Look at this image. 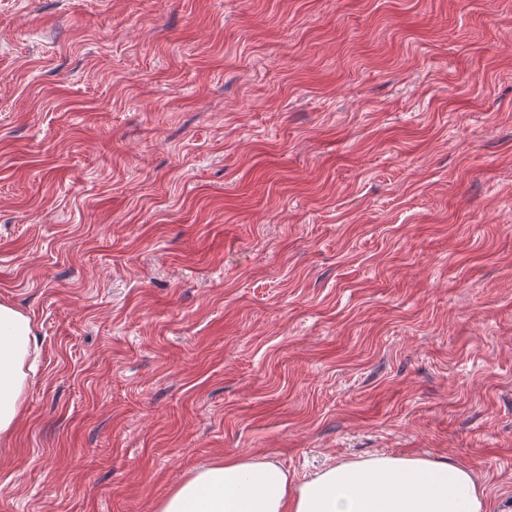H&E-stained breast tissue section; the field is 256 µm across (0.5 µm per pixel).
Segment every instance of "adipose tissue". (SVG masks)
<instances>
[{"mask_svg":"<svg viewBox=\"0 0 512 512\" xmlns=\"http://www.w3.org/2000/svg\"><path fill=\"white\" fill-rule=\"evenodd\" d=\"M27 315L0 303V439L10 438L36 351ZM156 512H491L470 469L450 460L377 455L329 465L292 483L278 461L227 455L191 471Z\"/></svg>","mask_w":512,"mask_h":512,"instance_id":"ef3b65f1","label":"adipose tissue"}]
</instances>
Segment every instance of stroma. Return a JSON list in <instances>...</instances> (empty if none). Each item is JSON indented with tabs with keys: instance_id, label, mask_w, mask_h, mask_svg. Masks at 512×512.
<instances>
[{
	"instance_id": "obj_1",
	"label": "stroma",
	"mask_w": 512,
	"mask_h": 512,
	"mask_svg": "<svg viewBox=\"0 0 512 512\" xmlns=\"http://www.w3.org/2000/svg\"><path fill=\"white\" fill-rule=\"evenodd\" d=\"M0 512L452 459L512 512V0H0ZM37 350L35 327L27 315L0 303V439H9L22 413L27 390L25 365Z\"/></svg>"
}]
</instances>
